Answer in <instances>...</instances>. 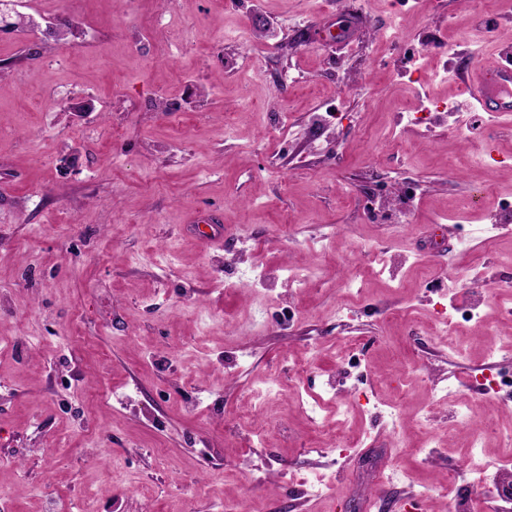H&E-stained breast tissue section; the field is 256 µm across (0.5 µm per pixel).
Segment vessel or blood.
<instances>
[{
    "label": "vessel or blood",
    "mask_w": 512,
    "mask_h": 512,
    "mask_svg": "<svg viewBox=\"0 0 512 512\" xmlns=\"http://www.w3.org/2000/svg\"><path fill=\"white\" fill-rule=\"evenodd\" d=\"M465 87L480 111L512 115V59L499 58L494 63L462 72Z\"/></svg>",
    "instance_id": "obj_1"
}]
</instances>
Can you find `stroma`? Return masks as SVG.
Masks as SVG:
<instances>
[{
  "label": "stroma",
  "mask_w": 512,
  "mask_h": 512,
  "mask_svg": "<svg viewBox=\"0 0 512 512\" xmlns=\"http://www.w3.org/2000/svg\"><path fill=\"white\" fill-rule=\"evenodd\" d=\"M488 2L25 0L0 30V512L483 499L512 459V384L475 383L512 352V125L458 65L512 52ZM408 182L409 223L364 219ZM480 285L454 353L438 317Z\"/></svg>",
  "instance_id": "35a3bbf8"
}]
</instances>
